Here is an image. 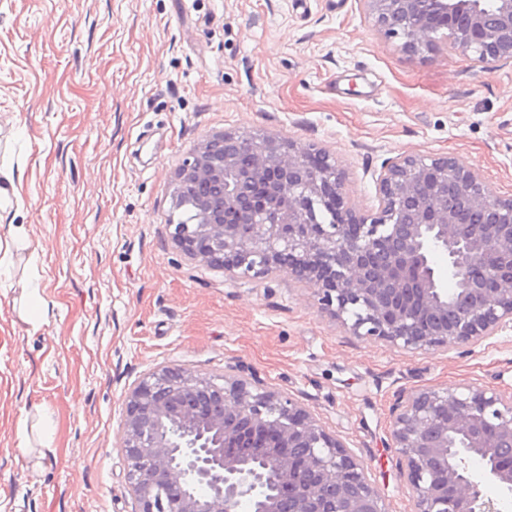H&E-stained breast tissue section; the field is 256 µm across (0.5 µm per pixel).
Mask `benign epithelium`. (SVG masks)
<instances>
[{"mask_svg": "<svg viewBox=\"0 0 512 512\" xmlns=\"http://www.w3.org/2000/svg\"><path fill=\"white\" fill-rule=\"evenodd\" d=\"M364 0L401 49L448 48L483 71L512 62V0ZM247 151L245 172L236 154ZM318 153L319 171L307 166ZM266 181L257 201L251 185ZM216 196L197 222L169 225L173 244L231 279L284 270L315 287L319 307L356 336L407 350L481 344L512 330V198L454 157L406 154L375 178L377 208L358 211L322 148L259 134L205 136L174 174ZM444 255L453 291L431 265ZM396 467L413 512H505L512 504V395L430 387L393 408ZM123 456L136 512H387L364 461L294 398L254 375L222 382L162 366L127 392ZM479 459L481 475L470 461ZM497 490L496 497L486 485Z\"/></svg>", "mask_w": 512, "mask_h": 512, "instance_id": "obj_1", "label": "benign epithelium"}]
</instances>
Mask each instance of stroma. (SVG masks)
I'll return each instance as SVG.
<instances>
[{
	"label": "stroma",
	"instance_id": "1",
	"mask_svg": "<svg viewBox=\"0 0 512 512\" xmlns=\"http://www.w3.org/2000/svg\"><path fill=\"white\" fill-rule=\"evenodd\" d=\"M324 148L349 203L404 154H452L512 198V63L401 51L363 0H0V512H134L124 400L178 366L254 373L340 436L388 512H413L390 422L402 393L512 395V331L406 351L352 335L288 273L231 280L170 240L174 171L215 132ZM46 303L32 325L20 280ZM26 433H19V425Z\"/></svg>",
	"mask_w": 512,
	"mask_h": 512
}]
</instances>
